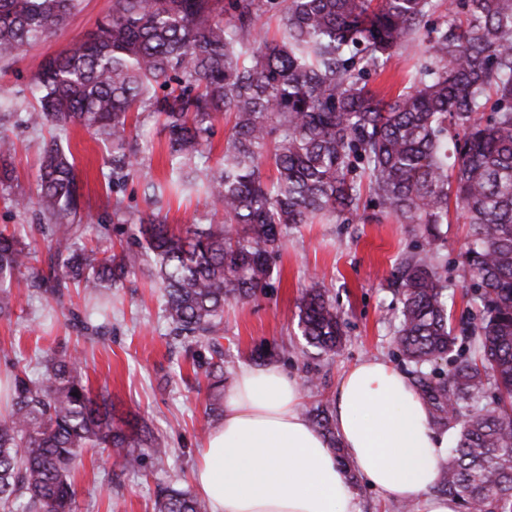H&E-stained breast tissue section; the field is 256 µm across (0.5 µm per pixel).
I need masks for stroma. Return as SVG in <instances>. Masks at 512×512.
<instances>
[{
    "mask_svg": "<svg viewBox=\"0 0 512 512\" xmlns=\"http://www.w3.org/2000/svg\"><path fill=\"white\" fill-rule=\"evenodd\" d=\"M112 9V0H80L68 23L10 59H0V98L10 101L0 110V134L8 136L14 151L5 161L11 179L0 181V229L16 232L46 259V242L36 226L42 218L35 208H14L16 198L34 193L40 148L52 136L75 159L80 186L81 223L105 224L109 240L126 241L125 227L113 213L115 206L134 214L147 212V181L168 179V138L149 114H141L132 130L138 155L144 161L119 186L108 183L112 147L79 126L64 132L31 126L27 114L35 104L29 82L44 63L69 49L94 29ZM419 59L417 47L395 54L385 72L370 75L368 85L381 95H396L409 86ZM168 224H212L216 218L203 192L164 195L159 203ZM445 247L435 261L448 287L451 326L457 343L468 355L478 352L472 334L480 312L468 293L469 275L463 255L471 241L464 217L449 210L441 227ZM413 225L399 224L379 215L369 199H362L359 217L350 224H299L283 238L275 260L276 273L268 288L256 298L224 308V379L232 381L243 363H255L260 350L275 351L274 365L295 377L304 407L334 401L341 376L353 364L371 357L388 361L403 374L412 367L402 361L396 336L402 304L391 286L402 258L421 253ZM148 263L130 274L124 287L113 289L105 304L107 318L93 317L95 336L85 335L63 317L55 303L39 291L23 288L11 294V315L0 317V377L13 365H35L44 350L85 352V372L93 394L109 395L119 417L137 416L141 424L169 448L163 462L146 458L140 471L114 465L101 449H88L75 474V512H154L159 487L192 488L196 453L204 441L199 432L205 420L206 396L199 391L182 343L170 333L160 306V291L152 286ZM319 284L347 322L346 338L336 353L324 354L306 345L298 330V303L303 289ZM66 308L91 314L100 302L83 289L69 288Z\"/></svg>",
    "mask_w": 512,
    "mask_h": 512,
    "instance_id": "obj_1",
    "label": "stroma"
}]
</instances>
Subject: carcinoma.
Returning a JSON list of instances; mask_svg holds the SVG:
<instances>
[{
  "label": "carcinoma",
  "instance_id": "obj_1",
  "mask_svg": "<svg viewBox=\"0 0 512 512\" xmlns=\"http://www.w3.org/2000/svg\"><path fill=\"white\" fill-rule=\"evenodd\" d=\"M269 3L279 36L256 32ZM435 0H113L112 13L82 41L48 60L33 81L35 126L77 124L112 143V181L138 170L130 114L147 112L168 135V184H192L191 166L225 135L222 168L205 193L220 224L172 226L157 214L130 224L136 249H78L74 159L44 142L33 205L48 223L47 269L16 233L0 230V316L14 288H38L58 305L73 283L94 295L123 286L147 259L171 335L197 357L204 347L209 418L224 416V305L270 286L290 225L349 224L361 186L399 224H413L425 255L398 268V352L437 424L453 432L437 490L485 512H512V0H455L445 26L430 24ZM77 0H0V58L60 29ZM419 40L425 60L413 84L389 99L366 75ZM275 174H261L264 159ZM472 229L465 254L479 305L480 360L440 362L456 351L448 303L433 260L444 247L450 197ZM306 343L336 352L345 320L323 289L299 305ZM497 406L480 405L486 386ZM453 409H447L448 400ZM11 406L0 415V506L74 512V475L84 451L104 448L123 470L143 466L138 448L167 454L144 426L118 423L92 395L79 353L50 352L37 374L15 368ZM349 469L328 407L305 411ZM157 512H206L186 488L168 486Z\"/></svg>",
  "mask_w": 512,
  "mask_h": 512
}]
</instances>
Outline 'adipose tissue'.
Wrapping results in <instances>:
<instances>
[{
	"mask_svg": "<svg viewBox=\"0 0 512 512\" xmlns=\"http://www.w3.org/2000/svg\"><path fill=\"white\" fill-rule=\"evenodd\" d=\"M334 426L356 472L384 499L457 512L434 490L448 434L434 429L427 404L392 365L365 359L345 372ZM193 480L210 512H357L333 449L304 416L297 380L274 365L239 366Z\"/></svg>",
	"mask_w": 512,
	"mask_h": 512,
	"instance_id": "1",
	"label": "adipose tissue"
}]
</instances>
